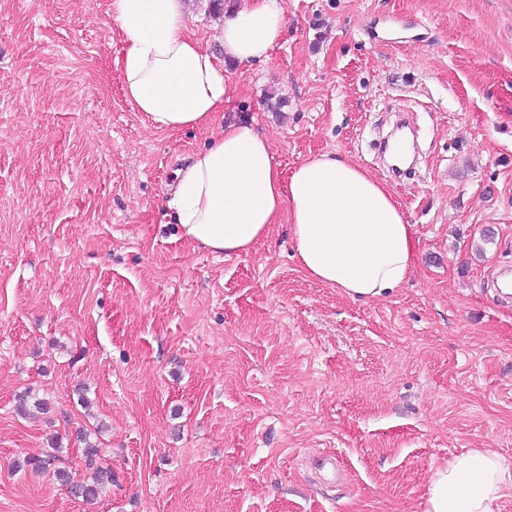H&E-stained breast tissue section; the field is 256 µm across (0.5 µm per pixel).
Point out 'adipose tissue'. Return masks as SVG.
I'll use <instances>...</instances> for the list:
<instances>
[{
  "label": "adipose tissue",
  "instance_id": "ef3b65f1",
  "mask_svg": "<svg viewBox=\"0 0 512 512\" xmlns=\"http://www.w3.org/2000/svg\"><path fill=\"white\" fill-rule=\"evenodd\" d=\"M109 10L124 94L136 110L159 130L217 128L176 172L168 205L184 238L216 255L246 254L285 218L300 266L325 286L377 300L407 282L416 229L385 182L333 153L282 176L253 123L216 122L232 100L225 60L265 59L283 35L285 11L275 0H237L225 10L220 56L189 33L186 0H110ZM505 485L501 457L473 448L432 471L424 512H499Z\"/></svg>",
  "mask_w": 512,
  "mask_h": 512
}]
</instances>
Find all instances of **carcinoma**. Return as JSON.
Here are the masks:
<instances>
[{"label":"carcinoma","instance_id":"1","mask_svg":"<svg viewBox=\"0 0 512 512\" xmlns=\"http://www.w3.org/2000/svg\"><path fill=\"white\" fill-rule=\"evenodd\" d=\"M33 408L36 411H45L49 408V402L44 399H38L26 392L19 397V411L24 413L27 408ZM84 443L83 458L85 466L89 469V475L77 482L72 481L69 473L61 468H52V465L59 460L58 453L61 450L60 439L51 441V450L46 451L41 456L30 458L26 465L36 471L53 470L55 478L61 484L69 487L71 494L86 503H92L98 500L106 487L112 484V467L107 459L101 457L98 447L89 441V437H81Z\"/></svg>","mask_w":512,"mask_h":512}]
</instances>
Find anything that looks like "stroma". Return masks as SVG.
Wrapping results in <instances>:
<instances>
[{"label":"stroma","mask_w":512,"mask_h":512,"mask_svg":"<svg viewBox=\"0 0 512 512\" xmlns=\"http://www.w3.org/2000/svg\"><path fill=\"white\" fill-rule=\"evenodd\" d=\"M267 60L228 64L235 117L283 175L349 157L393 191L413 276L378 300L310 279L288 224L196 247L161 201L212 129L126 99L109 0H0V512H423L472 448L512 468V0H277ZM418 164L375 158L388 110ZM29 392L49 408L20 417ZM91 434L94 506L26 467Z\"/></svg>","instance_id":"1"}]
</instances>
